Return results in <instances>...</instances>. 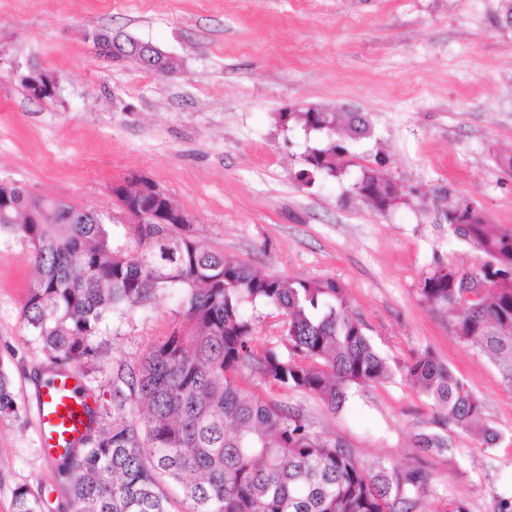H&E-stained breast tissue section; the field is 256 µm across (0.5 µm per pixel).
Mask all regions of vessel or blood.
Wrapping results in <instances>:
<instances>
[{"mask_svg":"<svg viewBox=\"0 0 512 512\" xmlns=\"http://www.w3.org/2000/svg\"><path fill=\"white\" fill-rule=\"evenodd\" d=\"M70 378L63 371L50 374L38 393L34 418L52 458L77 447L86 431L89 400Z\"/></svg>","mask_w":512,"mask_h":512,"instance_id":"vessel-or-blood-1","label":"vessel or blood"}]
</instances>
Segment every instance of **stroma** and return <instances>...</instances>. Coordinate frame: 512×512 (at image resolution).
Here are the masks:
<instances>
[{
	"label": "stroma",
	"mask_w": 512,
	"mask_h": 512,
	"mask_svg": "<svg viewBox=\"0 0 512 512\" xmlns=\"http://www.w3.org/2000/svg\"><path fill=\"white\" fill-rule=\"evenodd\" d=\"M506 0H0V181L99 212L122 235L112 186L142 175L193 219L207 248L264 276L331 279L382 355L425 350L473 391L496 445L451 430L403 378L353 388L343 410L243 374L242 387L302 415L313 434L358 461L418 467V512H494L512 497V389L455 316L425 302L438 265L476 272L485 255L448 232L445 210L469 206L512 228V24ZM112 31L177 59L168 77L103 58L88 35ZM52 73L35 99L17 69ZM309 106L366 112L372 136L338 176L297 179L322 137L278 115ZM402 184L405 203L377 212L355 194L364 167ZM36 278L29 247L0 236V371L12 410L0 412V512L25 487L39 512H73L68 478L44 452L33 416L48 359L21 310ZM177 294L110 317L107 354L83 376L98 408L112 373L167 333ZM422 434L447 450H424Z\"/></svg>",
	"instance_id": "35a3bbf8"
}]
</instances>
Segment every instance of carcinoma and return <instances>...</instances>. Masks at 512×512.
<instances>
[{
  "instance_id": "cac0c4a2",
  "label": "carcinoma",
  "mask_w": 512,
  "mask_h": 512,
  "mask_svg": "<svg viewBox=\"0 0 512 512\" xmlns=\"http://www.w3.org/2000/svg\"><path fill=\"white\" fill-rule=\"evenodd\" d=\"M326 144L304 158L299 181L336 174L349 147L371 134L362 112L280 113ZM367 201L391 181L367 169L354 184ZM0 233L31 249L37 278L21 318L55 371L96 367L93 343L114 314L182 293L172 325L135 366L112 373V409L92 412L82 447L60 457L74 512H170L166 484L182 490V512H415L427 487L418 468L365 466L346 445L315 436L302 416L239 384L249 372L279 389L318 396L332 411L349 391L399 375L418 386L453 430L500 438L479 400L433 353L389 361L348 309L335 281H285L205 247L190 224H127L118 245L96 211L23 196L0 182ZM448 231L487 257L462 278L433 271L421 293L453 308L458 337L478 345L512 389V231L494 230L469 207L445 212ZM285 317L282 346L258 352L247 305ZM14 512H38L29 491Z\"/></svg>"
}]
</instances>
